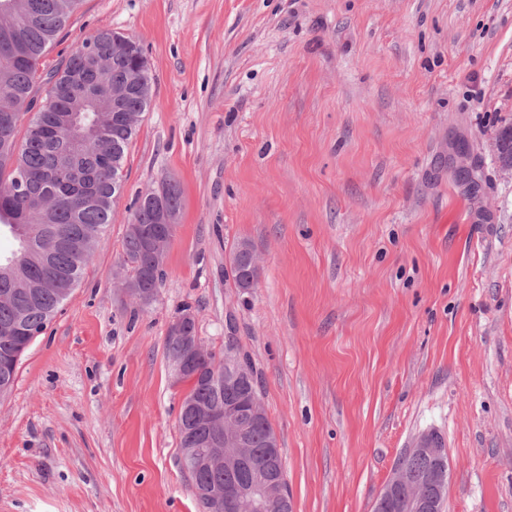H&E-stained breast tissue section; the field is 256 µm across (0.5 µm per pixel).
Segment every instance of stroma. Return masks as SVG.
Returning <instances> with one entry per match:
<instances>
[{
    "instance_id": "1",
    "label": "stroma",
    "mask_w": 512,
    "mask_h": 512,
    "mask_svg": "<svg viewBox=\"0 0 512 512\" xmlns=\"http://www.w3.org/2000/svg\"><path fill=\"white\" fill-rule=\"evenodd\" d=\"M102 30L139 41L151 103L111 224L0 398V512H198L165 350L185 309L216 355L230 333L248 352L293 512H372L426 430L446 512H512V179L492 153L512 0H83L44 65ZM164 176L183 206L143 306L123 238ZM244 244L249 245L253 249V246L250 242H248V240L238 241L234 245L231 252L230 272L236 288H239L242 291H247V287L244 285V281L252 277L259 279L260 269L257 270L252 268L250 262L240 256L239 250Z\"/></svg>"
}]
</instances>
